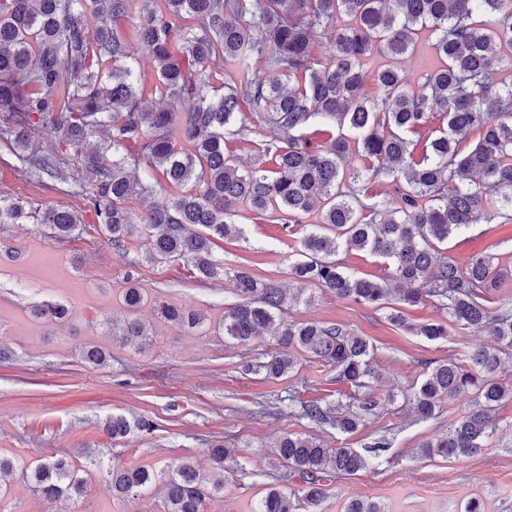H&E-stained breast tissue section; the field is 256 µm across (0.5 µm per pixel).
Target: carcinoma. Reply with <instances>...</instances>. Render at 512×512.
I'll return each instance as SVG.
<instances>
[{
    "label": "carcinoma",
    "mask_w": 512,
    "mask_h": 512,
    "mask_svg": "<svg viewBox=\"0 0 512 512\" xmlns=\"http://www.w3.org/2000/svg\"><path fill=\"white\" fill-rule=\"evenodd\" d=\"M84 2L0 0V142L12 147L20 170L86 199L121 257L134 224L132 200L153 196L165 181L176 193L142 217V260L183 262L201 281L224 273L212 250L239 232V210L285 230L316 216L289 265L291 279L374 309L434 297L451 322L493 338L488 346L431 362L409 398L421 420L434 417L451 396L471 401L447 434L421 444L423 455L456 459L481 451L496 428V406L512 400V382L502 379L512 312L488 306L512 278V266L483 254L461 266L444 245L472 224L512 220V0H143L131 42L112 22L132 11L133 0H91L100 18L92 37L80 17ZM424 33L434 38L439 63L414 88L398 60ZM141 51L155 65L161 109L142 106L143 78L134 66ZM373 54L383 62L373 76L377 94L369 99L365 64ZM216 70L223 77L218 89L211 83ZM243 100L251 122L276 131L262 149L272 170L244 167L224 152ZM437 114L446 127L417 161L406 133ZM311 123L334 125L340 133L314 145L303 133ZM45 132L55 142L47 152L36 142ZM100 133L101 142L88 147ZM356 157L368 165L355 167ZM141 167L152 174L136 176ZM364 178L383 181L391 192L380 199L365 194ZM30 219L48 226L59 242L82 230L73 210L49 206L32 213L0 195V224ZM342 248L382 256L393 271L378 280L351 274L336 260ZM233 283L236 301L219 324L224 338L243 344L276 326L274 355L244 363V371L279 379L304 356L354 388L380 379L366 338L338 323L284 317L301 293L245 271L234 273ZM123 300L136 312L143 289L129 286ZM155 311L178 326L201 322L198 312L175 304L158 302ZM34 314L60 323L68 309L44 304ZM390 320L430 341L450 335L441 321L411 324L397 309ZM112 335L138 350L150 340L136 318ZM83 356L102 366L109 353L87 346ZM378 408L371 395L355 406L307 400L299 415L322 430L353 434ZM152 428L123 415L106 421L114 441ZM209 452L222 473L234 461L221 443ZM276 460L301 487L289 495L268 491L253 512H298L302 503L314 509L336 474L369 466L355 448H329L294 433L279 440ZM92 466L100 469L104 460ZM90 467L36 459L20 470L42 499L54 502L81 494ZM161 472L163 512H206L205 503L224 489V477L212 479L188 460L166 463ZM107 473L119 499H135L157 482L154 466Z\"/></svg>",
    "instance_id": "obj_1"
}]
</instances>
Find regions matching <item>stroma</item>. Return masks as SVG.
<instances>
[{"mask_svg":"<svg viewBox=\"0 0 512 512\" xmlns=\"http://www.w3.org/2000/svg\"><path fill=\"white\" fill-rule=\"evenodd\" d=\"M274 137L269 127L252 123L227 136L225 151L245 162L258 160L259 144ZM0 192L40 209L60 205L79 213L84 231L69 242L52 241L43 225L0 224V345L12 360L0 362V456L14 463L109 449L111 464H149L189 460L209 472V446L220 441L238 462L227 473L223 494L206 504L207 512H251L255 499L270 489L291 491L295 480L273 462V447L285 434H314L307 420L289 412L288 395L301 400L333 402L340 395L364 398V390L338 382L334 371L300 359L293 376L268 380L245 372L250 359L266 360L275 349L272 333L249 344L224 338L218 322L234 301L230 272L245 270L261 280L288 283V265L300 247L298 235L281 225L237 220V235L218 241L213 257L226 271L221 279L199 283L180 262L151 265L140 261L138 238L119 257L105 239L93 211L78 197L63 195L17 168L0 146ZM448 253L459 263L489 254L512 262V223L475 224L448 240ZM137 284L153 300L195 309L203 323L185 330L161 320L151 304L138 313L152 342L140 352L109 335L110 324L128 313L122 292ZM305 302L292 307L291 320L343 324L367 337L374 347L372 363L384 381L374 395L377 415L351 435L327 430L331 448L366 450L384 437L389 446L356 475L338 478L317 512H343L351 499L380 503L386 512H462L472 497L482 498L486 512H512V400L494 417L496 429L485 448L472 457L446 461L421 454L423 441L446 434L467 408L454 396L437 415L417 420L405 406L403 390L418 385L427 365L485 343L481 333L453 327L443 340L429 341L406 332L388 318V309L370 310L342 300L328 290L308 286ZM66 305L64 324L34 320L33 306ZM106 348V365L88 364L85 346ZM115 414L153 420L152 433H131L112 440L104 429ZM0 512H161L159 491L132 501L113 499L105 471H96L80 498L50 503L34 493L21 476L6 477Z\"/></svg>","mask_w":512,"mask_h":512,"instance_id":"obj_1","label":"stroma"}]
</instances>
